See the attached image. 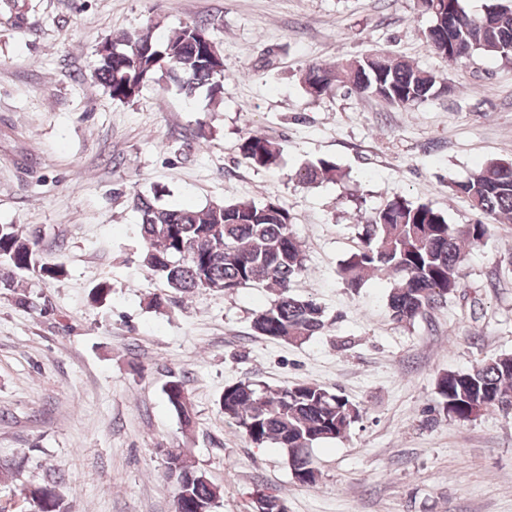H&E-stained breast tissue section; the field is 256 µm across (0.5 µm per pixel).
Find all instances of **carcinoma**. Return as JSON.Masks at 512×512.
Returning <instances> with one entry per match:
<instances>
[{"label": "carcinoma", "mask_w": 512, "mask_h": 512, "mask_svg": "<svg viewBox=\"0 0 512 512\" xmlns=\"http://www.w3.org/2000/svg\"><path fill=\"white\" fill-rule=\"evenodd\" d=\"M431 25L424 37L432 52L455 65L476 55L512 61V0H493L480 15H471L461 0H417ZM159 23L112 41V53L96 54L93 73L112 99L127 102L150 83L174 84L187 98L207 88L217 104L224 93L221 76L224 58L202 23L172 29L156 37ZM304 93L320 98L335 88L349 94L376 97L393 108L410 109L448 89L434 72L378 50L351 57L334 66L305 65L299 75ZM239 150L249 165L270 168L280 159L278 142L247 132ZM348 173L336 161L319 158L303 163L295 179L313 186L343 182ZM448 193L460 194L482 218L453 225L443 211L429 203H414L402 196L383 201L360 216L358 245L342 261L338 274L356 290L366 278L394 280L387 296L391 318L411 325L440 307L461 288L460 267L466 249L491 235L496 222L512 217V161L496 159L473 170L465 179L450 181ZM166 190L137 193L132 198L139 216L142 260L171 291L193 294L206 291L234 293L242 288L269 289L274 300L253 319L260 336L302 344L323 333L325 310L314 299L295 293L297 279L306 271V254L292 231V218L275 200L262 203L233 199L200 210L160 204ZM36 229L24 234L15 224H0V290L13 293L15 303L37 308L25 293H18V278L27 275L55 281L66 275L64 265L47 260ZM440 408L459 422H470L490 411H512V354L482 360L463 371L449 370L437 380ZM170 408L186 425L192 405L184 381L174 378L163 386ZM224 418L236 423L260 447L267 443L286 452L289 467L299 481L314 486L321 472L309 450L314 444L343 438L362 416L360 407L340 393L315 383L271 386L239 381L224 388L220 397ZM170 473L181 477L189 470L195 481L176 499L175 512H195L199 504L217 502L220 489L178 450L167 451ZM36 512H60L51 486L30 488Z\"/></svg>", "instance_id": "cac0c4a2"}]
</instances>
